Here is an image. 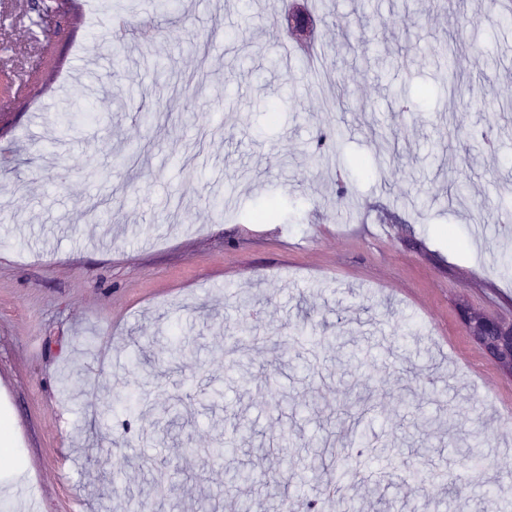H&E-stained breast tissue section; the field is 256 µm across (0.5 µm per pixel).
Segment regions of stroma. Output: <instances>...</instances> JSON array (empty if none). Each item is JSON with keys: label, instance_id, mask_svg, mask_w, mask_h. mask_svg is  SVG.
<instances>
[{"label": "stroma", "instance_id": "1", "mask_svg": "<svg viewBox=\"0 0 512 512\" xmlns=\"http://www.w3.org/2000/svg\"><path fill=\"white\" fill-rule=\"evenodd\" d=\"M293 1L101 0L73 30L65 0H0V428L26 466L0 512H276L281 481L325 512H512V378L457 313L512 320V209L456 198H512V25L313 0L306 50L272 17Z\"/></svg>", "mask_w": 512, "mask_h": 512}]
</instances>
